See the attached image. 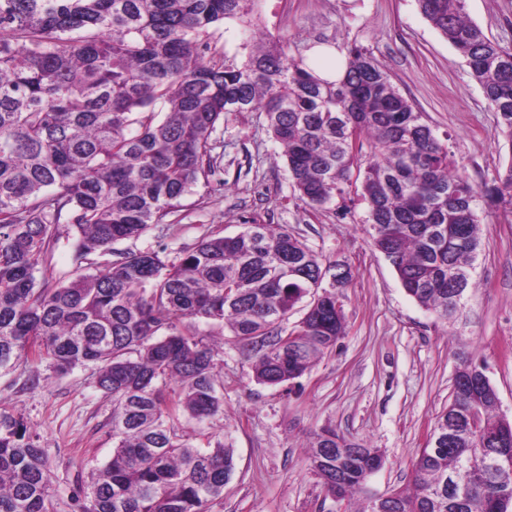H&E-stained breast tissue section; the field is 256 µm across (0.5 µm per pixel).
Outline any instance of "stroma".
Here are the masks:
<instances>
[{
	"label": "stroma",
	"instance_id": "1",
	"mask_svg": "<svg viewBox=\"0 0 512 512\" xmlns=\"http://www.w3.org/2000/svg\"><path fill=\"white\" fill-rule=\"evenodd\" d=\"M260 11L268 31L289 39H321L341 54L368 48L427 123L450 133L448 150L474 184L512 161L497 113L415 0H262ZM466 12L489 37L512 46V0H466ZM214 137L221 188L199 186L184 199L180 223L119 242L115 252L160 251L172 260L206 232L232 236L252 222L279 224L324 262L349 266L353 278L344 336L290 385L258 383L234 336L225 334L223 415L203 428L185 415L174 421L196 447L219 439L232 445L234 474L211 512H337L305 454L310 435L328 424L383 454L364 496L407 486L465 359L486 366L499 412L512 420V216L485 217L475 286L446 324L405 293L373 248L360 226L363 204L314 210L294 199L263 115L226 116ZM35 370L43 380L33 386ZM95 381L89 365L60 374L21 361L0 372V405L21 413L47 450L58 512H73L91 470L112 454V400Z\"/></svg>",
	"mask_w": 512,
	"mask_h": 512
}]
</instances>
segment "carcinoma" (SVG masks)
Wrapping results in <instances>:
<instances>
[{
    "label": "carcinoma",
    "mask_w": 512,
    "mask_h": 512,
    "mask_svg": "<svg viewBox=\"0 0 512 512\" xmlns=\"http://www.w3.org/2000/svg\"><path fill=\"white\" fill-rule=\"evenodd\" d=\"M258 2L0 0V369L29 359L58 373L97 368L114 448L77 512H209L224 497L231 446L200 450L171 424L177 412L199 424L224 413L215 331L229 329L271 386L302 377L344 335L336 288L350 270L324 283L331 266L278 226L211 231L173 261L156 251L88 260L181 221V201L216 174L212 134L224 115L264 114L305 205L325 208L355 188L374 248L445 322L471 283L481 214L512 215V164L474 185L368 49L350 47L343 76L324 79L326 59L292 54L263 28ZM416 3L465 60L512 146V48L468 19L465 0ZM222 22L236 24L238 46L219 53L208 29ZM61 224L78 232L76 264L47 288L37 273ZM452 386L434 427L443 441L420 451L392 512L512 507L483 465L512 460V420L496 413L484 366L463 362ZM338 439L357 449L339 464L322 453ZM308 458L326 495L343 502L383 463L331 427L313 434ZM0 512H57L46 449L2 407Z\"/></svg>",
    "instance_id": "1"
}]
</instances>
